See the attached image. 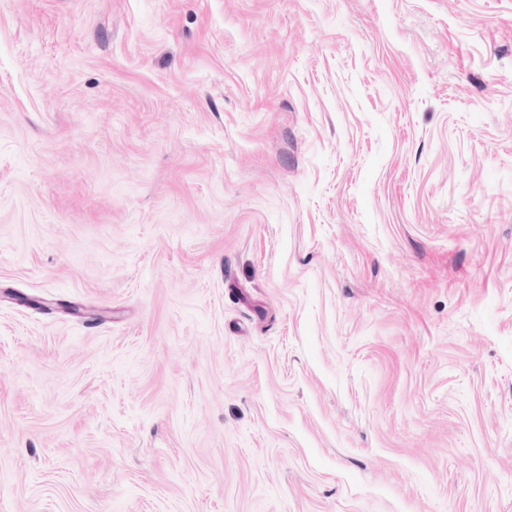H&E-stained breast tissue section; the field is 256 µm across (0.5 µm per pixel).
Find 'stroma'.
Listing matches in <instances>:
<instances>
[{
	"label": "stroma",
	"mask_w": 512,
	"mask_h": 512,
	"mask_svg": "<svg viewBox=\"0 0 512 512\" xmlns=\"http://www.w3.org/2000/svg\"><path fill=\"white\" fill-rule=\"evenodd\" d=\"M0 512H512V0H0Z\"/></svg>",
	"instance_id": "obj_1"
}]
</instances>
